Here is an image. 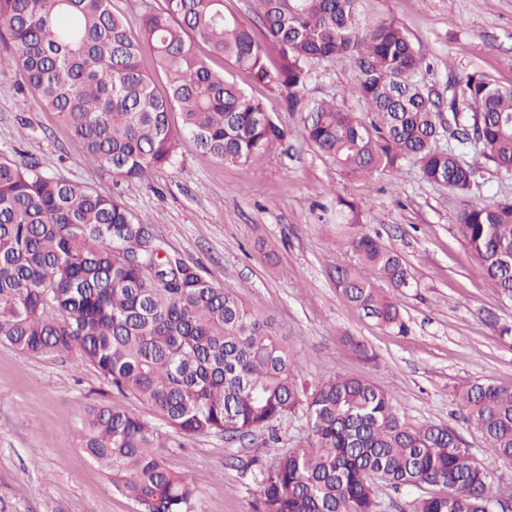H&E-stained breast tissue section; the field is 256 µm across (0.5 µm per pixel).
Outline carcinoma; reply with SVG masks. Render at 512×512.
I'll return each mask as SVG.
<instances>
[{
  "label": "carcinoma",
  "instance_id": "1",
  "mask_svg": "<svg viewBox=\"0 0 512 512\" xmlns=\"http://www.w3.org/2000/svg\"><path fill=\"white\" fill-rule=\"evenodd\" d=\"M263 38L224 0H164L137 31L112 0H0V73L17 68L41 107L60 114L75 148L126 179L171 165L180 142L228 164L260 159L286 132L262 101L207 60L256 86L284 89L303 113L300 134L348 176L392 174L406 162L430 183L468 196L482 166L474 148L512 175V88L479 72L448 78L456 144L438 146L439 105L415 79L424 56L393 21L361 22L356 0H258ZM352 57L347 93L365 121L334 100L301 96L311 62ZM162 69L160 91L145 61ZM178 113L180 123L172 122ZM458 232L485 278L512 299V200H472ZM336 288L379 324L404 329L378 282L411 287L400 256L366 233ZM151 225L118 200L23 160L0 158V343L28 355H66L112 389L146 404L167 432L102 405L84 408L86 455L139 512H195L198 479L171 470L177 435L244 437L299 410L312 440L275 453L260 471L254 512H378L377 490H419L414 512H506L493 473L451 429L408 423L385 390L336 376L307 385L274 319L247 308L198 265L158 253ZM488 443L512 464V387L458 392ZM441 491L431 492L429 488Z\"/></svg>",
  "mask_w": 512,
  "mask_h": 512
}]
</instances>
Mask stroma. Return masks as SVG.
I'll use <instances>...</instances> for the list:
<instances>
[{
    "label": "stroma",
    "instance_id": "35a3bbf8",
    "mask_svg": "<svg viewBox=\"0 0 512 512\" xmlns=\"http://www.w3.org/2000/svg\"><path fill=\"white\" fill-rule=\"evenodd\" d=\"M357 13L405 28L428 63L417 79L440 101L452 71L512 86V0H357ZM357 72L349 58L312 63L304 97L335 99L367 117L365 103L344 93ZM234 78L288 132L260 160L228 165L186 140L150 180L122 179L73 150L62 118L41 108L15 71L0 73V156L117 197L170 251L273 316L301 378L372 382L410 424L454 429L502 489L512 488V466L490 455L455 398L475 382L512 385V300L489 287L456 230L463 198L424 182L409 162L390 176L344 175L300 136L301 114L289 110L284 92L251 85L240 72ZM342 199L357 209L360 231L380 236L411 273L412 286L392 293L405 330L379 325L334 283L336 266L352 259ZM356 342L369 356L353 350ZM90 403L158 421L92 366L0 344V512H137L81 446L80 416ZM266 437L183 438L165 457L171 470L199 478L198 512H253L259 470L272 462L255 454Z\"/></svg>",
    "mask_w": 512,
    "mask_h": 512
}]
</instances>
